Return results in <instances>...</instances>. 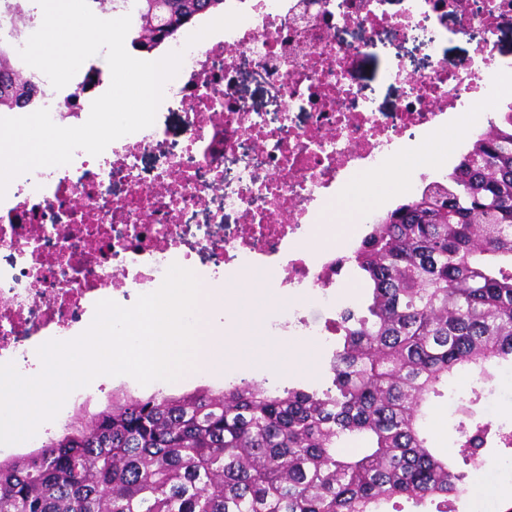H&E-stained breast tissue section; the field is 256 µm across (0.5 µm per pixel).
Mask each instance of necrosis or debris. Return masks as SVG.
Segmentation results:
<instances>
[{"mask_svg":"<svg viewBox=\"0 0 512 512\" xmlns=\"http://www.w3.org/2000/svg\"><path fill=\"white\" fill-rule=\"evenodd\" d=\"M481 1L477 11L474 0H409L408 9L395 15L389 0H320L314 8L309 0H224L225 10L242 12L243 20L186 49L178 75L164 87L165 100L183 104L186 129L182 152L154 177L166 184L165 192L137 178L139 153L157 140L155 129L145 128L113 141L99 156L79 150L70 164L38 168L0 200V248L26 270L20 279L0 266V362L29 369L43 337L78 335L97 302L159 287L172 264L193 268L191 252L183 248L181 215L205 203L231 155L240 174L224 185V203L237 212L244 231L225 242L218 276L246 266L275 268L283 274L281 287L314 290L329 306L349 274L334 267L335 228H325L321 249L306 248L317 214L335 204L353 175L376 168L389 154L404 155L408 144L455 125L472 102L495 94L485 81L500 68L491 38L512 21V0ZM451 13L485 33L466 44L476 67L461 71L440 58L431 72L408 75L393 64L391 75L406 79L408 93L397 112L378 115L354 82L357 57L383 28L408 35ZM341 27L362 31L364 43L336 40ZM242 50L281 101L280 122H266L237 96L232 71ZM34 79L43 88L40 105L54 123L86 122L98 83L81 81L64 95L44 73L35 72ZM297 109L309 113L306 126H296ZM249 143L260 146V156L246 151ZM188 156L196 168H185ZM117 179L128 190L104 206L102 196ZM146 212L155 221H141ZM51 215L65 232L34 249L18 228L46 227Z\"/></svg>","mask_w":512,"mask_h":512,"instance_id":"4bbe7bcc","label":"necrosis or debris"}]
</instances>
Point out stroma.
Here are the masks:
<instances>
[{
	"instance_id": "1",
	"label": "stroma",
	"mask_w": 512,
	"mask_h": 512,
	"mask_svg": "<svg viewBox=\"0 0 512 512\" xmlns=\"http://www.w3.org/2000/svg\"><path fill=\"white\" fill-rule=\"evenodd\" d=\"M452 35L440 39L436 46H429L426 36L414 34L402 36L392 28L380 31L373 48L361 54L354 68V79L364 97L370 99L373 108L387 115L396 111L403 102L407 86L399 80L387 78L386 70L395 61L401 62L406 73L429 72L436 58L446 57L457 68L469 69L472 60L463 50V41L456 37V30L462 29L459 17L451 16L446 21ZM255 66L250 56L240 55L236 62V91L252 111L272 114L277 109L268 86L253 71ZM159 132L157 145L143 151L138 159V174L144 185H151L156 171L164 166L170 155L180 151L185 141V125L181 104L172 103L169 108L158 111L154 123ZM187 225L182 229L185 248L194 252L199 273L210 271L218 262L211 251L198 248L203 236H230L238 230V216L235 211L225 209L224 194L210 192L205 204L191 210ZM459 414H456L447 398L433 399L426 423L429 443L448 456L454 457L455 470H463L462 461L456 460L455 442L459 436ZM489 466L478 471H467L469 478H482L490 485L482 503H475L470 497H463L459 503L461 512H498L500 505L512 499V479L499 474L496 467L499 453H492ZM465 470V469H464Z\"/></svg>"
}]
</instances>
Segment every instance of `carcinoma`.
Returning a JSON list of instances; mask_svg holds the SVG:
<instances>
[{
  "label": "carcinoma",
  "instance_id": "obj_1",
  "mask_svg": "<svg viewBox=\"0 0 512 512\" xmlns=\"http://www.w3.org/2000/svg\"><path fill=\"white\" fill-rule=\"evenodd\" d=\"M223 4L134 0L131 45L148 53ZM9 55L0 46V107L25 108L40 88ZM345 263L366 292L336 312L325 387L115 389L61 435L0 459V512H387L396 498L459 512L466 474L429 448L423 424L456 376L491 392L512 365V105L447 182L369 225ZM471 394L457 399L456 445L478 468L487 449L512 450V428L476 418Z\"/></svg>",
  "mask_w": 512,
  "mask_h": 512
}]
</instances>
